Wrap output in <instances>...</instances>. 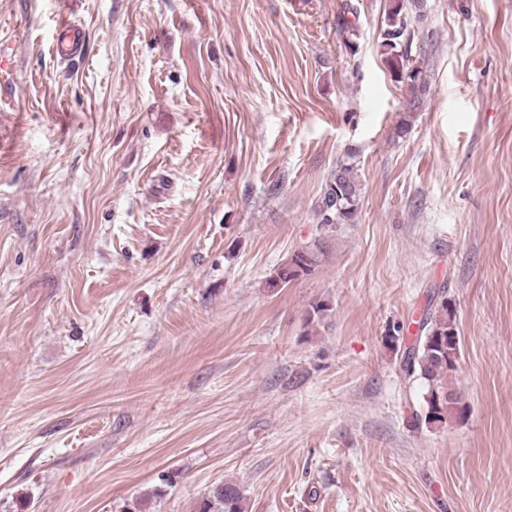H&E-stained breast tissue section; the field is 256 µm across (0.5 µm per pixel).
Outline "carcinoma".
I'll return each mask as SVG.
<instances>
[{
  "instance_id": "carcinoma-1",
  "label": "carcinoma",
  "mask_w": 512,
  "mask_h": 512,
  "mask_svg": "<svg viewBox=\"0 0 512 512\" xmlns=\"http://www.w3.org/2000/svg\"><path fill=\"white\" fill-rule=\"evenodd\" d=\"M408 0H390L386 27L381 34L382 54L396 79L404 83L411 94L409 105L415 109L422 104L426 91V81L419 78V71L413 66L409 45L411 31L407 27L405 12ZM356 8L347 3L343 14L338 16L339 32L346 35L347 44L356 48V24L352 17ZM355 154L350 152L337 165L326 182L321 200L317 206L319 224L327 231L341 224H353L361 204V188L355 177ZM324 256L323 239L294 253L291 258L277 268L266 282L270 289L281 288L289 282L312 274ZM332 307L325 301L312 305L306 316V325H322L330 316ZM460 336L456 311L448 299V289L435 288L428 294L426 306L415 335L402 341H393L392 347L400 354L399 370L408 380L421 382L426 392L425 422H446L447 416L457 409L454 393L448 390L447 378L456 369L460 356ZM198 512H245L242 492L233 483H223L212 487L199 504Z\"/></svg>"
}]
</instances>
